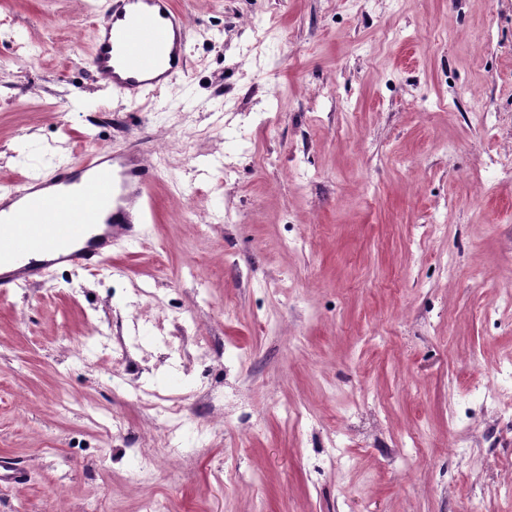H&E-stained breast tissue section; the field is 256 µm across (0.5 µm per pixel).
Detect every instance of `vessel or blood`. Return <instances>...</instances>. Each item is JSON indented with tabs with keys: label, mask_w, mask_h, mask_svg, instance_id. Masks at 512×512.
Wrapping results in <instances>:
<instances>
[{
	"label": "vessel or blood",
	"mask_w": 512,
	"mask_h": 512,
	"mask_svg": "<svg viewBox=\"0 0 512 512\" xmlns=\"http://www.w3.org/2000/svg\"><path fill=\"white\" fill-rule=\"evenodd\" d=\"M188 22L173 0H107L96 25L91 73L131 102L186 74ZM153 168L115 164L111 151L68 163L48 180L0 190V290L39 279L51 267L106 268L115 242L153 209Z\"/></svg>",
	"instance_id": "vessel-or-blood-1"
}]
</instances>
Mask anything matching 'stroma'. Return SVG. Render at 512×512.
<instances>
[{
	"mask_svg": "<svg viewBox=\"0 0 512 512\" xmlns=\"http://www.w3.org/2000/svg\"><path fill=\"white\" fill-rule=\"evenodd\" d=\"M105 2L0 0V189L165 158L111 270L0 292V512H512L479 397L512 364V0H175L188 72L139 106L91 76Z\"/></svg>",
	"mask_w": 512,
	"mask_h": 512,
	"instance_id": "stroma-1",
	"label": "stroma"
}]
</instances>
